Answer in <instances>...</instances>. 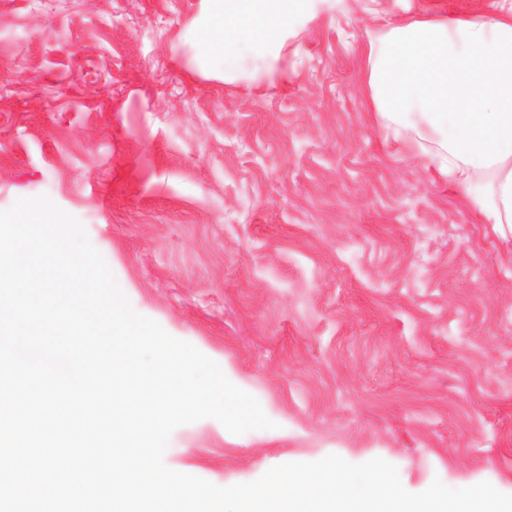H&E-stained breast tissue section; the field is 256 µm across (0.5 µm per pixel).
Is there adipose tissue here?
<instances>
[{"label":"adipose tissue","mask_w":512,"mask_h":512,"mask_svg":"<svg viewBox=\"0 0 512 512\" xmlns=\"http://www.w3.org/2000/svg\"><path fill=\"white\" fill-rule=\"evenodd\" d=\"M324 0H202L189 31L199 72L276 88L290 33ZM462 19L372 17L363 90L378 125L448 181L484 223L512 226V0ZM256 60V69L242 66Z\"/></svg>","instance_id":"1"}]
</instances>
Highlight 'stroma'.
<instances>
[{"label":"stroma","instance_id":"obj_1","mask_svg":"<svg viewBox=\"0 0 512 512\" xmlns=\"http://www.w3.org/2000/svg\"><path fill=\"white\" fill-rule=\"evenodd\" d=\"M351 2L289 39L271 92L195 69L200 0H0V210L45 195L75 216L133 309L275 423L180 426L169 468L227 487L378 456L417 492L511 494L512 227L386 140Z\"/></svg>","mask_w":512,"mask_h":512}]
</instances>
